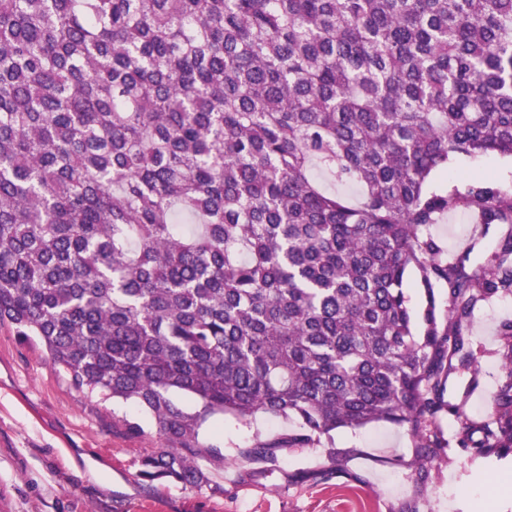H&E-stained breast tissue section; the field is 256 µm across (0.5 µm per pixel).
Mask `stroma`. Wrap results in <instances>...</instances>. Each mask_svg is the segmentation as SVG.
I'll return each mask as SVG.
<instances>
[{"instance_id": "obj_1", "label": "stroma", "mask_w": 512, "mask_h": 512, "mask_svg": "<svg viewBox=\"0 0 512 512\" xmlns=\"http://www.w3.org/2000/svg\"><path fill=\"white\" fill-rule=\"evenodd\" d=\"M480 179L512 187V158L459 155L434 175L438 186ZM507 320L512 297L472 319L483 391L469 399L465 418L491 412L504 374L498 328ZM129 420L142 433L128 432ZM293 428L263 415L250 426L210 416L200 437L220 446L225 461L208 465V482L146 483L138 460L165 445L150 415L132 402L76 390L41 348L0 325V512H512V454L482 457L454 447L447 418L439 419L432 448L418 447L408 426L381 421L336 430L330 450L280 448L263 463L238 458V449Z\"/></svg>"}]
</instances>
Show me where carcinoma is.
I'll use <instances>...</instances> for the list:
<instances>
[{
    "label": "carcinoma",
    "mask_w": 512,
    "mask_h": 512,
    "mask_svg": "<svg viewBox=\"0 0 512 512\" xmlns=\"http://www.w3.org/2000/svg\"><path fill=\"white\" fill-rule=\"evenodd\" d=\"M490 153L512 0H0V322L147 410L148 482H207L213 414L295 423L257 461L376 421L428 448L463 413L446 385L479 382L475 310L512 296V189L432 175ZM459 207L493 238L450 256L430 228ZM499 336L492 416L457 440L483 457L512 453Z\"/></svg>",
    "instance_id": "carcinoma-1"
}]
</instances>
